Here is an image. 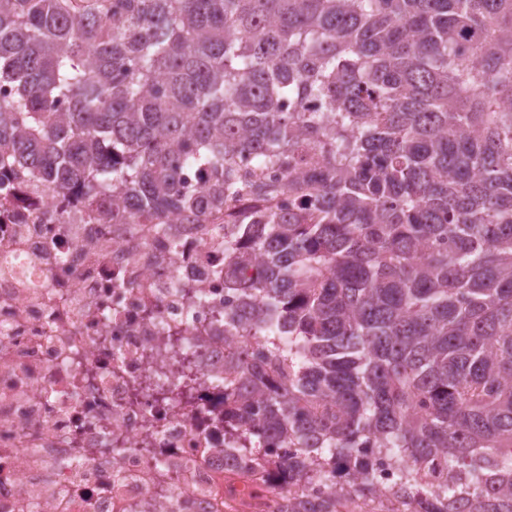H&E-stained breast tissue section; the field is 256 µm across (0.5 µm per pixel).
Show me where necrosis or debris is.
Listing matches in <instances>:
<instances>
[{
    "label": "necrosis or debris",
    "instance_id": "obj_1",
    "mask_svg": "<svg viewBox=\"0 0 512 512\" xmlns=\"http://www.w3.org/2000/svg\"><path fill=\"white\" fill-rule=\"evenodd\" d=\"M232 231L0 178V512H222Z\"/></svg>",
    "mask_w": 512,
    "mask_h": 512
}]
</instances>
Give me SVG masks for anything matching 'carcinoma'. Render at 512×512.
I'll use <instances>...</instances> for the list:
<instances>
[{"mask_svg":"<svg viewBox=\"0 0 512 512\" xmlns=\"http://www.w3.org/2000/svg\"><path fill=\"white\" fill-rule=\"evenodd\" d=\"M0 83V170L127 224L256 203L220 268L227 481L512 512V0H0Z\"/></svg>","mask_w":512,"mask_h":512,"instance_id":"obj_1","label":"carcinoma"}]
</instances>
